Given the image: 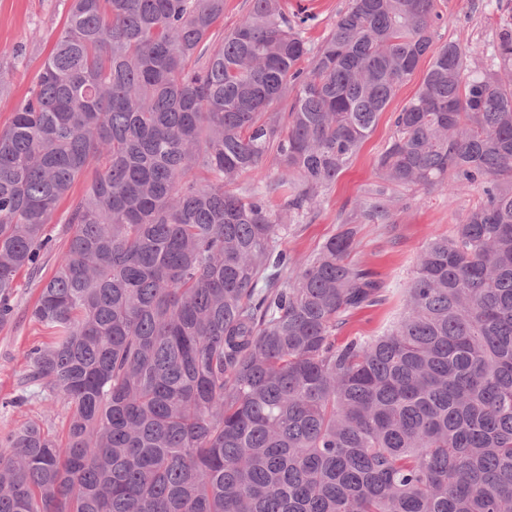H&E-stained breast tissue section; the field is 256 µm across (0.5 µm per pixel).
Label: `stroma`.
Returning a JSON list of instances; mask_svg holds the SVG:
<instances>
[{
    "mask_svg": "<svg viewBox=\"0 0 512 512\" xmlns=\"http://www.w3.org/2000/svg\"><path fill=\"white\" fill-rule=\"evenodd\" d=\"M67 8V0H0V47L7 50L6 55L0 56V72L6 76V89L0 92V126L9 121L14 106L27 96L60 32ZM440 10L444 21L438 29L439 41H458L471 51L481 67L497 69L494 48L502 33L512 32V0H441ZM16 48L21 49L23 61L13 59L11 52ZM427 68V63H420L314 214L285 235L283 246L295 259L313 254L340 232L343 213L353 208L355 200L374 179V162L393 133L392 113L400 111L413 97ZM86 186V181L75 182L69 199L59 204L54 222L47 228L52 251L45 255L38 274L25 271L19 275L12 297L14 315L10 322L0 326V437L29 422L39 423L59 435L67 427V405L27 386L30 364L24 353L46 340L31 317V309L42 280L51 276L58 254L67 247L68 226L64 217L70 202L82 195ZM482 198V188L477 184L453 194L441 189L420 190L395 197L393 224L361 225L356 236V257L382 283L386 297L381 305L353 315L338 331L337 342L384 332L401 311L415 258L424 244L431 237L451 234L456 223ZM19 395L25 396L24 404H15Z\"/></svg>",
    "mask_w": 512,
    "mask_h": 512,
    "instance_id": "obj_1",
    "label": "stroma"
}]
</instances>
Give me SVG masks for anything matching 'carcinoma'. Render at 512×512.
Listing matches in <instances>:
<instances>
[{"label": "carcinoma", "mask_w": 512, "mask_h": 512, "mask_svg": "<svg viewBox=\"0 0 512 512\" xmlns=\"http://www.w3.org/2000/svg\"><path fill=\"white\" fill-rule=\"evenodd\" d=\"M307 20L250 0L223 33L224 0H70L0 128V325L90 177L26 352L72 412L0 439V512H512V33L490 72L435 46L439 0H348L316 44ZM427 57L353 218L294 262L283 233ZM473 184L398 319L336 344L384 301L358 227Z\"/></svg>", "instance_id": "1"}]
</instances>
